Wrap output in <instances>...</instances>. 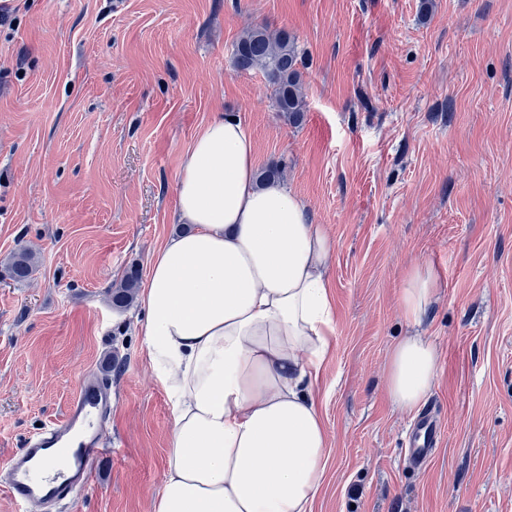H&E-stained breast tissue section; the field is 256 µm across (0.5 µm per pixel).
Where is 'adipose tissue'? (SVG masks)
<instances>
[{
  "label": "adipose tissue",
  "mask_w": 512,
  "mask_h": 512,
  "mask_svg": "<svg viewBox=\"0 0 512 512\" xmlns=\"http://www.w3.org/2000/svg\"><path fill=\"white\" fill-rule=\"evenodd\" d=\"M175 191L186 230L154 253L138 321L174 416L152 512H311L328 450L309 386L331 348L334 242L282 183L258 182L252 136L231 114L196 134ZM439 286L428 263L409 269L407 321ZM439 369L426 337H403L391 400L414 410Z\"/></svg>",
  "instance_id": "obj_1"
}]
</instances>
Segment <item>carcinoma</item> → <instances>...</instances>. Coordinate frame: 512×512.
I'll use <instances>...</instances> for the list:
<instances>
[{"mask_svg":"<svg viewBox=\"0 0 512 512\" xmlns=\"http://www.w3.org/2000/svg\"><path fill=\"white\" fill-rule=\"evenodd\" d=\"M234 62L238 70H260L273 89L277 111L297 123L305 112L301 88V59L296 43L285 30L271 31L265 26L246 30L234 49ZM33 272L32 256L27 251L18 252L11 263V276L22 282ZM139 271L131 269L125 278L111 289L112 305L118 309L129 307L139 287Z\"/></svg>","mask_w":512,"mask_h":512,"instance_id":"1","label":"carcinoma"}]
</instances>
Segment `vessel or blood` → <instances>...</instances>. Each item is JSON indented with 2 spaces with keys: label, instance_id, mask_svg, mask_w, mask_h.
<instances>
[{
  "label": "vessel or blood",
  "instance_id": "1",
  "mask_svg": "<svg viewBox=\"0 0 512 512\" xmlns=\"http://www.w3.org/2000/svg\"><path fill=\"white\" fill-rule=\"evenodd\" d=\"M111 415V387L94 377L83 379L64 417L11 454L9 475L0 481V490L19 512H28L34 505L62 503L88 487L97 460L112 453L102 434V425ZM440 437L441 424L434 412H425L415 421L406 448L415 470L427 466Z\"/></svg>",
  "mask_w": 512,
  "mask_h": 512
}]
</instances>
